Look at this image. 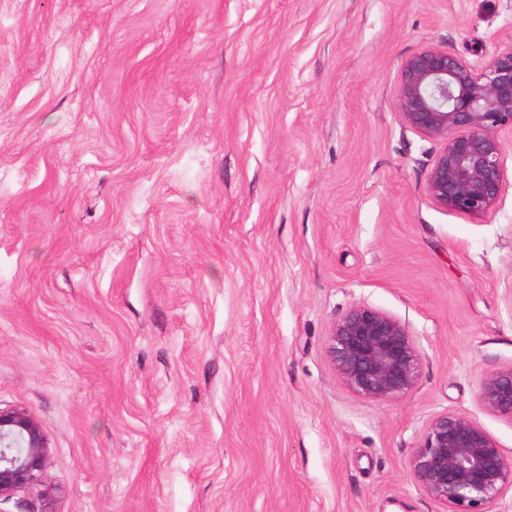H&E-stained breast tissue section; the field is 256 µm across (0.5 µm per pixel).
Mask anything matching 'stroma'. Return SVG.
Here are the masks:
<instances>
[{
    "label": "stroma",
    "mask_w": 512,
    "mask_h": 512,
    "mask_svg": "<svg viewBox=\"0 0 512 512\" xmlns=\"http://www.w3.org/2000/svg\"><path fill=\"white\" fill-rule=\"evenodd\" d=\"M512 45V0H0V407L51 443L55 512H440L434 416L512 456V142L483 218L425 182L403 59ZM411 328L415 388L339 380L354 303ZM479 400L498 415L512 420V367L485 374Z\"/></svg>",
    "instance_id": "stroma-1"
}]
</instances>
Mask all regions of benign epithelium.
<instances>
[{"mask_svg":"<svg viewBox=\"0 0 512 512\" xmlns=\"http://www.w3.org/2000/svg\"><path fill=\"white\" fill-rule=\"evenodd\" d=\"M396 106L405 125L439 143L426 176L430 199L472 218L493 213L507 181L502 135H512V47L481 68L440 46L419 50L401 63ZM326 349L343 385L371 400L402 397L419 378L421 355L409 324L365 303L333 321ZM479 400L512 420V367L484 375ZM49 459L40 420L24 406L0 407V502L35 490L43 512H54L59 488L48 480ZM407 466L441 512H488L512 491V456L462 413L434 416Z\"/></svg>","mask_w":512,"mask_h":512,"instance_id":"1","label":"benign epithelium"}]
</instances>
